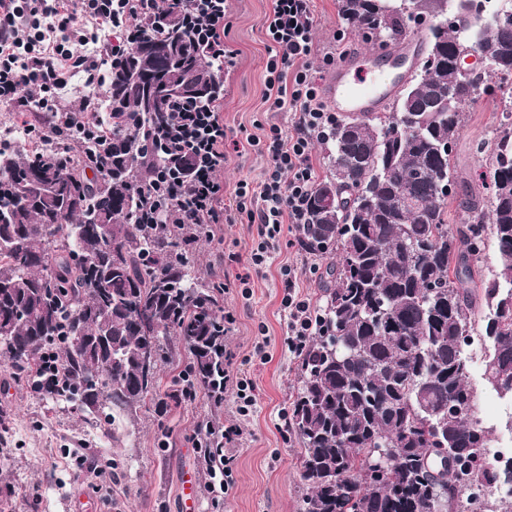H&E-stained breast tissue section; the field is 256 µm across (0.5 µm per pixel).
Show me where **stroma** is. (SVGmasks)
I'll use <instances>...</instances> for the list:
<instances>
[{"mask_svg": "<svg viewBox=\"0 0 512 512\" xmlns=\"http://www.w3.org/2000/svg\"><path fill=\"white\" fill-rule=\"evenodd\" d=\"M314 5L317 56L338 60L355 50L377 49L376 41L345 31L337 0H315ZM271 7L272 0H230L224 20L226 39L238 53L224 83V124L233 140L222 175L228 194L241 179L259 182L267 166L248 137L261 136L263 127L272 124L293 128L289 110L268 111L263 100L269 59L263 20ZM503 86H512V77L490 78L484 93L465 108V127L452 152L457 184L448 205L449 223L469 220L465 201L482 189L485 157L476 145L491 141L496 132ZM252 244L251 224L236 217L225 225L222 243L200 241L195 267L196 273H210L218 254H225L224 280L231 289L224 295V309L234 318L226 348L239 377L253 382L255 404L249 414L239 413L234 390L224 394L221 421L240 423L243 429L233 450L228 493L219 498L209 492L203 451L193 441L197 422L211 415L206 397L159 411L142 407L131 417L118 414L100 429L91 416L40 398L9 363L0 361V414L9 420L8 432L0 435V512H70L68 505L80 489L103 500L109 512H182L178 483L187 467L198 478L196 512H298L301 446L282 416L291 407L299 360L285 345L288 316L281 307L279 268L297 266L301 292L317 308L322 304L319 272L327 261L294 246L280 247L271 266L252 275L244 291L235 281L246 273ZM470 383L495 437L512 439V400L498 397L482 369L471 371ZM87 458L98 460L101 474L85 470Z\"/></svg>", "mask_w": 512, "mask_h": 512, "instance_id": "1", "label": "stroma"}]
</instances>
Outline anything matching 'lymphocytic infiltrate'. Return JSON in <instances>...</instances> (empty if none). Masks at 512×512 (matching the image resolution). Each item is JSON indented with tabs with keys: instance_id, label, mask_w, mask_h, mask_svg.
<instances>
[{
	"instance_id": "lymphocytic-infiltrate-1",
	"label": "lymphocytic infiltrate",
	"mask_w": 512,
	"mask_h": 512,
	"mask_svg": "<svg viewBox=\"0 0 512 512\" xmlns=\"http://www.w3.org/2000/svg\"><path fill=\"white\" fill-rule=\"evenodd\" d=\"M181 11L197 37L221 68L235 65L236 52L224 40V0H0V110L34 113L40 139L68 145L73 131L91 127L101 88L96 73L124 53L109 44L112 29L136 22L145 29L158 9ZM271 58L267 65L265 101L270 110L291 108L293 133L270 125L250 144L268 159L259 183L239 181L225 197L224 103L207 108L179 105L165 138L192 154L191 181L167 178L165 200L181 223L204 224L206 240L220 237L232 216L246 217L255 231L250 267L261 272L285 230L307 222L308 199L318 180L311 162L315 141L324 139L336 115L318 100L310 63L314 55V0H273L263 21ZM86 76V91L77 106H61L56 92L74 73ZM282 304L288 312V350L302 355L319 327V316L298 286V269L281 268Z\"/></svg>"
}]
</instances>
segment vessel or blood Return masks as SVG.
Returning a JSON list of instances; mask_svg holds the SVG:
<instances>
[{
	"mask_svg": "<svg viewBox=\"0 0 512 512\" xmlns=\"http://www.w3.org/2000/svg\"><path fill=\"white\" fill-rule=\"evenodd\" d=\"M421 42L415 33L404 37L391 51L379 53L377 63L369 69L363 66V55L340 59L323 86L328 105L345 115L380 111L397 92V81L389 73L393 57L415 56Z\"/></svg>",
	"mask_w": 512,
	"mask_h": 512,
	"instance_id": "1",
	"label": "vessel or blood"
}]
</instances>
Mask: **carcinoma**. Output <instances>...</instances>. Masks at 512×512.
<instances>
[{
	"label": "carcinoma",
	"mask_w": 512,
	"mask_h": 512,
	"mask_svg": "<svg viewBox=\"0 0 512 512\" xmlns=\"http://www.w3.org/2000/svg\"><path fill=\"white\" fill-rule=\"evenodd\" d=\"M448 0H338L347 30L395 42L405 22ZM459 0L460 28L428 30L411 85L388 104L336 120L324 139L329 177L309 199L302 251L330 255L321 323L300 356L288 427L301 445L299 512H496L475 502L505 480L489 467L492 427L478 416L463 352L488 341L484 379L512 378V90L486 153L492 194H474L469 224L448 223L456 184L452 150L464 107L493 76H512V12L481 25ZM460 47L493 63L483 74L455 66ZM217 62L181 14L161 11L103 71L112 137L100 128L68 148L0 141V357L20 378L41 375L43 399L94 418L156 408L197 392L224 406V304L217 280L195 274L199 224H180L143 188L158 171L191 178L192 160L154 131L182 101L211 105ZM107 159L105 172L92 158ZM334 188L326 209L322 192ZM498 263L481 273L485 244ZM152 345L148 371L141 351ZM53 348L57 367L43 364ZM184 360L161 390L160 365ZM448 449V468L434 449ZM382 477L369 479L371 471Z\"/></svg>",
	"instance_id": "obj_1"
}]
</instances>
